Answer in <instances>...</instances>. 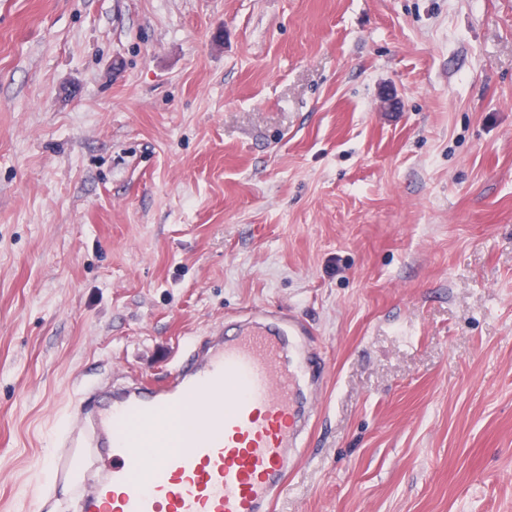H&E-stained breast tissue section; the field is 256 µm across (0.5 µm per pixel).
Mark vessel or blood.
I'll return each mask as SVG.
<instances>
[{
    "label": "vessel or blood",
    "mask_w": 512,
    "mask_h": 512,
    "mask_svg": "<svg viewBox=\"0 0 512 512\" xmlns=\"http://www.w3.org/2000/svg\"><path fill=\"white\" fill-rule=\"evenodd\" d=\"M295 320L240 322L207 349L184 350L157 385L87 399L89 438L43 466L77 484L74 512H270L293 469L301 431L296 389L321 374L312 361L281 364Z\"/></svg>",
    "instance_id": "b4317fda"
}]
</instances>
